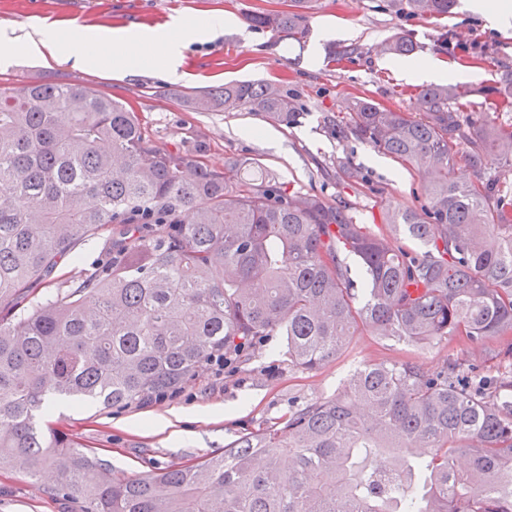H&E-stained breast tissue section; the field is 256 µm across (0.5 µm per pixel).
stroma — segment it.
<instances>
[{
  "mask_svg": "<svg viewBox=\"0 0 512 512\" xmlns=\"http://www.w3.org/2000/svg\"><path fill=\"white\" fill-rule=\"evenodd\" d=\"M287 7L286 0H0V30L44 21L75 31L85 26L157 28L177 16L236 20L214 37L187 42L167 63H148L126 76L107 64L78 66L14 53L8 63H0V83L61 79L125 100L138 112L153 146L177 151L202 140L209 166L220 169L234 162L246 170L259 163L286 192L346 202L356 223L392 237L387 212L420 208L422 178L357 139L349 126L352 108L362 99L403 111L413 108L416 82L396 68L395 57L382 53V44L394 33H406L415 47L411 61L433 59L456 70L461 84L475 89L465 100L467 115L475 117L487 109L478 87L492 85L498 73L512 69V26H489L470 10L469 0H459L442 22L398 11L388 0H313L303 19L308 35L300 43L278 41L243 19L250 12ZM443 33L462 39L470 65L442 54L438 38ZM345 46L355 48L353 61L336 63L335 53ZM170 68L177 78H168ZM247 80L279 84L298 105L294 124L281 125L245 109L199 112L182 97L192 89ZM406 359L428 371L457 362L489 379L512 372V334L478 346L461 336L408 345L365 331L315 370L288 366L281 339L273 336L249 362L212 367L164 400L118 413L62 403L51 421L73 441L97 448L116 476H132L222 451L266 420L335 395L358 367ZM54 481L53 473H45L38 491L20 475L0 473V486L9 488L0 495V512H62L43 493Z\"/></svg>",
  "mask_w": 512,
  "mask_h": 512,
  "instance_id": "obj_1",
  "label": "stroma"
}]
</instances>
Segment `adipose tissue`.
Masks as SVG:
<instances>
[{
	"instance_id": "ef3b65f1",
	"label": "adipose tissue",
	"mask_w": 512,
	"mask_h": 512,
	"mask_svg": "<svg viewBox=\"0 0 512 512\" xmlns=\"http://www.w3.org/2000/svg\"><path fill=\"white\" fill-rule=\"evenodd\" d=\"M232 22L229 16H211L198 21L182 19L159 29L87 27L68 36L62 35L58 26L50 24L23 35L1 33L0 44L35 52L45 50L64 62L90 65L108 61L114 71L124 74L134 72L148 59H170L184 41L204 37L213 28Z\"/></svg>"
}]
</instances>
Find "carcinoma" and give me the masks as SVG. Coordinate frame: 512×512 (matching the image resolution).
Segmentation results:
<instances>
[{"mask_svg":"<svg viewBox=\"0 0 512 512\" xmlns=\"http://www.w3.org/2000/svg\"><path fill=\"white\" fill-rule=\"evenodd\" d=\"M244 15L281 41L307 33L303 11ZM457 0H390L445 18ZM384 50L405 56L404 33ZM451 83L423 86L416 112L372 100L354 133L413 167L426 204L388 216L428 249L364 230L345 207L286 192L256 167L205 164V143L147 141L125 102L70 82L0 86V470L70 512H512V400L465 372L412 361L366 364L336 396L263 423L205 458L118 478L94 448L52 424L53 404L148 405L213 359H251L284 338L288 365L313 370L372 331L423 344L512 333V130L469 119ZM512 111V71L486 91ZM199 112L247 108L290 124L294 99L243 81L192 92ZM466 166L476 180L462 183ZM90 266L54 280L84 243ZM358 257L362 288L341 255ZM52 282L40 294L34 283Z\"/></svg>","mask_w":512,"mask_h":512,"instance_id":"obj_1","label":"carcinoma"}]
</instances>
